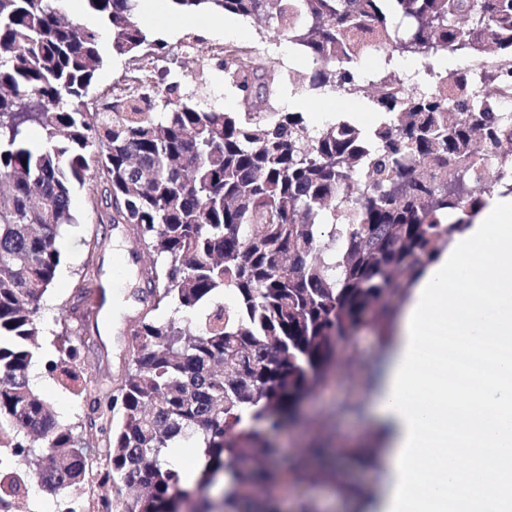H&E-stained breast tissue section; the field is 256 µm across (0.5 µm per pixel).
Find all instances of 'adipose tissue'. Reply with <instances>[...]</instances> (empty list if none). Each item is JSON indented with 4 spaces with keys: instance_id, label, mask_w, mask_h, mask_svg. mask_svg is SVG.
<instances>
[{
    "instance_id": "obj_1",
    "label": "adipose tissue",
    "mask_w": 512,
    "mask_h": 512,
    "mask_svg": "<svg viewBox=\"0 0 512 512\" xmlns=\"http://www.w3.org/2000/svg\"><path fill=\"white\" fill-rule=\"evenodd\" d=\"M443 322L460 342L478 337L502 349L494 379L467 391L438 386L426 362ZM400 333L374 409L393 443L382 512H512V194L488 197L481 219L426 268ZM463 432L474 458L461 481L432 450ZM480 448L503 454L490 467L476 457Z\"/></svg>"
}]
</instances>
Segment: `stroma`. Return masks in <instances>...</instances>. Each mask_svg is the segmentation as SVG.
Segmentation results:
<instances>
[{"instance_id":"stroma-1","label":"stroma","mask_w":512,"mask_h":512,"mask_svg":"<svg viewBox=\"0 0 512 512\" xmlns=\"http://www.w3.org/2000/svg\"><path fill=\"white\" fill-rule=\"evenodd\" d=\"M162 15L161 24L144 23L143 28L152 39L179 48L182 36L195 31L203 33L207 43L224 42L220 25L223 14L198 12L179 13L170 0H157ZM206 65L211 77L210 93L225 111H237L239 94L224 82L215 61L205 54L178 56L176 72L192 75L199 65ZM469 60L463 56L442 55L432 64L411 57L387 56L380 53L360 65L363 73L371 74L384 69L399 72L412 82H424L429 70L463 69ZM282 101L288 102L290 111L303 113L308 124L323 128L326 120L349 118L364 127L377 123L378 112L364 96H346L331 89L294 92L286 89ZM73 225L63 232L58 247L61 263L53 285L42 299L41 323L46 329L42 337V350L55 351L56 335L83 332L90 339V359L104 375L103 386L117 387L129 366L131 330L148 311L142 298L148 285L138 269H131L125 297L130 312L124 315L113 337L105 335L107 308L101 303V290L106 284V261L116 251L126 250L132 244L128 225L113 226L106 210L93 199L89 191L75 188L71 196ZM93 260L98 276L85 278L84 264ZM362 349L368 350L365 359L343 353L334 376L316 385L301 406V419L289 425L281 436L283 448L299 450L313 443L325 442L331 448L339 480L328 483H302L283 492L282 512H294L299 499L312 500L319 512H377L381 488L386 480V456L389 451V430L375 417L373 408L378 389V378L389 353L375 350L373 336H364ZM45 398L53 402L63 423L74 427L89 454L101 457L102 443L89 427V408L85 400L63 390L56 379H48ZM366 453L372 458L370 466L357 467L354 456Z\"/></svg>"}]
</instances>
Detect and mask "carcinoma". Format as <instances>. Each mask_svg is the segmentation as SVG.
Instances as JSON below:
<instances>
[{
    "instance_id": "carcinoma-1",
    "label": "carcinoma",
    "mask_w": 512,
    "mask_h": 512,
    "mask_svg": "<svg viewBox=\"0 0 512 512\" xmlns=\"http://www.w3.org/2000/svg\"><path fill=\"white\" fill-rule=\"evenodd\" d=\"M60 0H0V512L38 483L80 488L96 472L106 512H280L259 489L315 480L323 444L293 463L275 434L295 421L340 342L388 339L387 301L414 283L496 189L512 193V0H171L179 9L261 23L312 65L309 87L365 95L381 119L310 127L278 107L291 75L258 47L227 43L218 67L240 110L172 74L166 46L136 19L138 0H86L103 30ZM152 86L88 111L102 43ZM380 52L462 54L428 85L357 64ZM42 130L35 148L28 129ZM102 193L114 224L155 256L154 307L132 329L131 364L98 387L86 342L57 337L44 367L90 400L85 446L29 383L38 314L60 264L75 186ZM234 301L224 304L225 296ZM119 418H114L115 413ZM202 466L192 486L172 450L184 437ZM41 459L38 475L21 452Z\"/></svg>"
}]
</instances>
